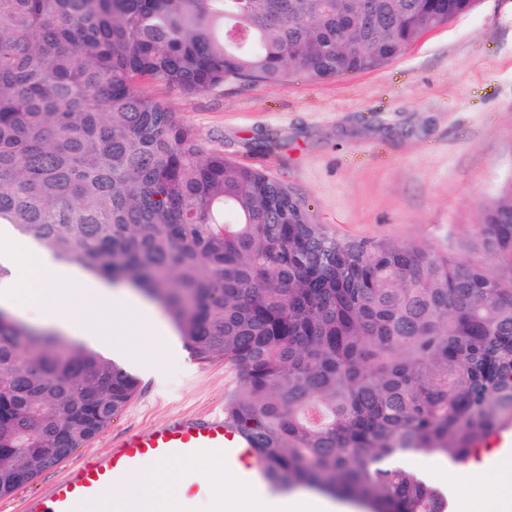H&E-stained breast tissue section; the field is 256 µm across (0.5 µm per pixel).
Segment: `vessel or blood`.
I'll return each instance as SVG.
<instances>
[{"instance_id":"1","label":"vessel or blood","mask_w":512,"mask_h":512,"mask_svg":"<svg viewBox=\"0 0 512 512\" xmlns=\"http://www.w3.org/2000/svg\"><path fill=\"white\" fill-rule=\"evenodd\" d=\"M201 457L243 467L251 476L262 471L250 443L223 415L188 419L130 433L108 454L87 452L46 494L31 499L27 512H100L103 492L126 474Z\"/></svg>"}]
</instances>
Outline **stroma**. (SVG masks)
I'll use <instances>...</instances> for the list:
<instances>
[{
  "mask_svg": "<svg viewBox=\"0 0 512 512\" xmlns=\"http://www.w3.org/2000/svg\"><path fill=\"white\" fill-rule=\"evenodd\" d=\"M153 91L202 142L287 185L340 235L444 251L465 238L480 202L512 174V0H478L395 59L328 81L227 83L193 96L160 84ZM115 342L131 344L122 361L138 387L89 442L100 453L126 433L223 411L238 385L223 361L200 363L184 345L144 336ZM80 458L73 453L0 498V512H26ZM400 463L426 477L442 473L446 512H457L458 466L422 455ZM172 469L201 490L180 512H207L204 494L223 481L220 467L203 459Z\"/></svg>",
  "mask_w": 512,
  "mask_h": 512,
  "instance_id": "obj_1",
  "label": "stroma"
}]
</instances>
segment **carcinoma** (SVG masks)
I'll list each match as a JSON object with an SVG mask.
<instances>
[{"label":"carcinoma","mask_w":512,"mask_h":512,"mask_svg":"<svg viewBox=\"0 0 512 512\" xmlns=\"http://www.w3.org/2000/svg\"><path fill=\"white\" fill-rule=\"evenodd\" d=\"M477 0H0V225L162 305L241 389L269 479L369 512H445L394 464L512 426V176L456 248L342 237L168 103L388 62ZM137 378L0 307V497L94 438Z\"/></svg>","instance_id":"obj_1"}]
</instances>
